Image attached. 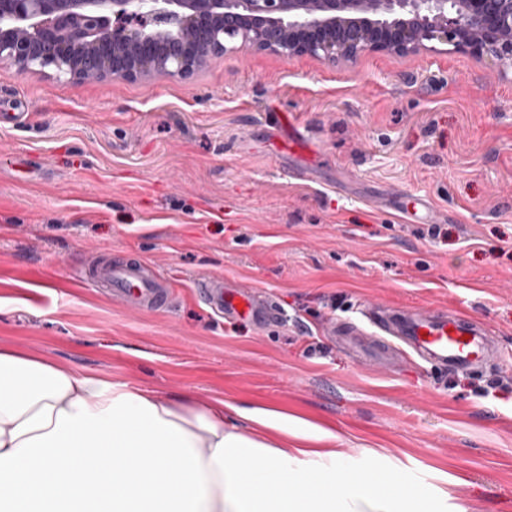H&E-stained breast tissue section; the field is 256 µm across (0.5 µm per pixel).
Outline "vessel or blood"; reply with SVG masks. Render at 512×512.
Segmentation results:
<instances>
[{
	"label": "vessel or blood",
	"mask_w": 512,
	"mask_h": 512,
	"mask_svg": "<svg viewBox=\"0 0 512 512\" xmlns=\"http://www.w3.org/2000/svg\"><path fill=\"white\" fill-rule=\"evenodd\" d=\"M104 292L141 309L171 304L174 293L168 283L136 259L92 257L83 275ZM195 288L218 315L245 320L263 328L276 323L281 313L260 291L246 289L221 276L199 278ZM365 325L347 323L338 332L352 340L357 352H370L372 361L393 368L405 357L416 356L451 373L489 369L500 348L487 329L458 310L430 306L388 308L369 305Z\"/></svg>",
	"instance_id": "obj_1"
}]
</instances>
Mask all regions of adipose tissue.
<instances>
[{
	"label": "adipose tissue",
	"mask_w": 512,
	"mask_h": 512,
	"mask_svg": "<svg viewBox=\"0 0 512 512\" xmlns=\"http://www.w3.org/2000/svg\"><path fill=\"white\" fill-rule=\"evenodd\" d=\"M189 407L153 389L0 351V512H443L382 455L348 482L335 450L288 449L287 416ZM349 483L345 497L336 486Z\"/></svg>",
	"instance_id": "ef3b65f1"
}]
</instances>
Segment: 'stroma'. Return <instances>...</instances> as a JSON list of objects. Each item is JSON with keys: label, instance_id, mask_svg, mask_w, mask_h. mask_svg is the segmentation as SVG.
Segmentation results:
<instances>
[{"label": "stroma", "instance_id": "obj_1", "mask_svg": "<svg viewBox=\"0 0 512 512\" xmlns=\"http://www.w3.org/2000/svg\"><path fill=\"white\" fill-rule=\"evenodd\" d=\"M0 348L195 405L276 410L331 432L352 466L447 512H512V79L467 54L355 63L229 51L193 79L70 83L0 73ZM291 117L312 152L274 136ZM309 167L307 182L292 174ZM446 211L441 236L401 211ZM136 257L172 284L139 311L79 273ZM221 275L285 318L227 322L193 283ZM434 305L495 330L491 371L381 369L327 323Z\"/></svg>", "mask_w": 512, "mask_h": 512}]
</instances>
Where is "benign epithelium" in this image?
Segmentation results:
<instances>
[{"mask_svg": "<svg viewBox=\"0 0 512 512\" xmlns=\"http://www.w3.org/2000/svg\"><path fill=\"white\" fill-rule=\"evenodd\" d=\"M238 49L353 62L365 52L465 53L512 75V0H0V66L74 83L192 78Z\"/></svg>", "mask_w": 512, "mask_h": 512, "instance_id": "obj_1", "label": "benign epithelium"}]
</instances>
